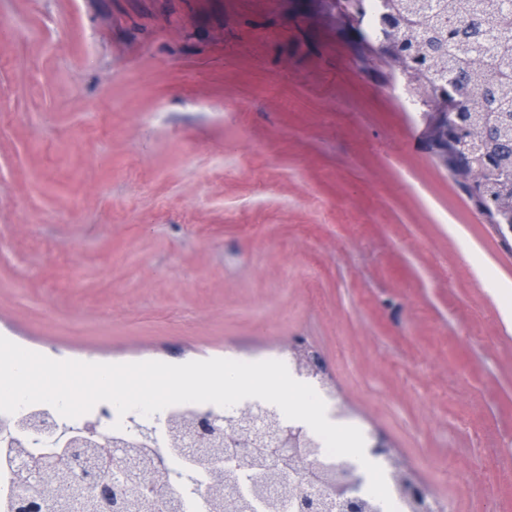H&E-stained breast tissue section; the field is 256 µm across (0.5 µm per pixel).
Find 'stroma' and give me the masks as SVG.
I'll use <instances>...</instances> for the list:
<instances>
[{"label":"stroma","mask_w":512,"mask_h":512,"mask_svg":"<svg viewBox=\"0 0 512 512\" xmlns=\"http://www.w3.org/2000/svg\"><path fill=\"white\" fill-rule=\"evenodd\" d=\"M356 41L328 0H0V335L305 340L447 512H512V252Z\"/></svg>","instance_id":"obj_1"}]
</instances>
